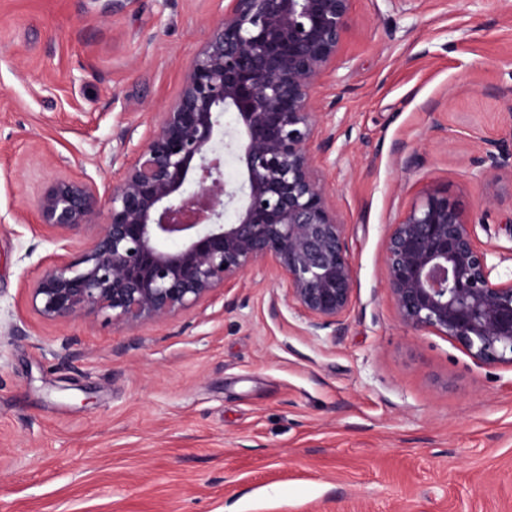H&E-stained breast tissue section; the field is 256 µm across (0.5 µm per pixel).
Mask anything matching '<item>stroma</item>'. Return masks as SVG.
<instances>
[{
	"label": "stroma",
	"mask_w": 512,
	"mask_h": 512,
	"mask_svg": "<svg viewBox=\"0 0 512 512\" xmlns=\"http://www.w3.org/2000/svg\"><path fill=\"white\" fill-rule=\"evenodd\" d=\"M227 4L0 0V512H512V368L403 327L383 278L430 189L512 275V172L469 163L512 138V0H351L309 144L355 269L336 330L269 262L134 334L29 303L39 192L116 185Z\"/></svg>",
	"instance_id": "35a3bbf8"
}]
</instances>
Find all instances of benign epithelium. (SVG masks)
<instances>
[{
  "label": "benign epithelium",
  "mask_w": 512,
  "mask_h": 512,
  "mask_svg": "<svg viewBox=\"0 0 512 512\" xmlns=\"http://www.w3.org/2000/svg\"><path fill=\"white\" fill-rule=\"evenodd\" d=\"M349 12L350 0H228L119 183L103 196L79 177L42 188L38 227L58 252L25 284L34 310L50 321L103 315L135 333L214 303L268 260L313 331L341 324L355 271L308 144L319 121L312 93L341 52ZM226 112L235 138L224 133ZM226 150L241 170L229 186ZM472 164L512 169V147L485 141ZM87 228L96 232L70 255ZM492 255L458 202L425 193L384 240L400 324L447 337L481 365L512 367V277Z\"/></svg>",
  "instance_id": "obj_1"
}]
</instances>
